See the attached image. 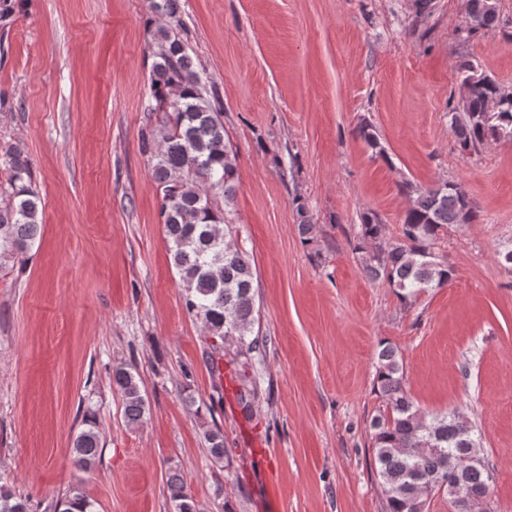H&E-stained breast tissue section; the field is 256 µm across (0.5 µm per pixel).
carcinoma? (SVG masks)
Wrapping results in <instances>:
<instances>
[{
  "label": "carcinoma",
  "instance_id": "1",
  "mask_svg": "<svg viewBox=\"0 0 512 512\" xmlns=\"http://www.w3.org/2000/svg\"><path fill=\"white\" fill-rule=\"evenodd\" d=\"M470 32L492 33L500 15L486 9L485 0H467ZM149 98L144 111L158 113V124L142 136V151L151 154L154 178L161 195L160 217L170 261L184 288L187 311L199 318L222 345L236 348L228 363L235 370L236 399L245 417L257 398L249 378L252 354L266 347L254 333L259 309L253 291L255 268L248 253L235 244L239 227L230 219L236 195V152L224 135L221 113L211 103L206 84L192 57L171 27L153 34ZM465 89L464 112H455L450 127L463 152L476 153L492 142L512 140V94L479 64L462 60L457 68ZM357 135L375 155L385 148L372 126L362 124ZM7 189L0 188V262L27 260L42 227V201L33 188L31 163L17 148L3 153ZM409 200L396 237L386 235L378 215L366 213L353 239L363 269L373 281L393 289L403 303L448 284L453 269L439 258L440 246L453 226L477 220L467 191L443 181L420 189L409 181L399 184ZM224 205H219L217 195ZM291 206L299 218L298 230L308 246L317 242V227L304 200L295 196ZM405 367L397 346L382 341L375 363L374 389L386 410L370 423L377 464L385 493L384 512H428L433 495L459 492L473 498L489 494L490 471L478 453L480 438L474 427L455 412L428 415L413 401L405 382ZM112 387L122 400L126 423L140 425L147 400L136 370L129 364L112 369ZM211 457L228 456L224 431L204 434ZM101 455L96 422L85 421L72 448L76 469L91 468ZM173 512H198L183 477L169 474L167 481ZM0 512H30L28 501L0 488ZM45 512H95L93 503L78 487L50 503Z\"/></svg>",
  "mask_w": 512,
  "mask_h": 512
}]
</instances>
